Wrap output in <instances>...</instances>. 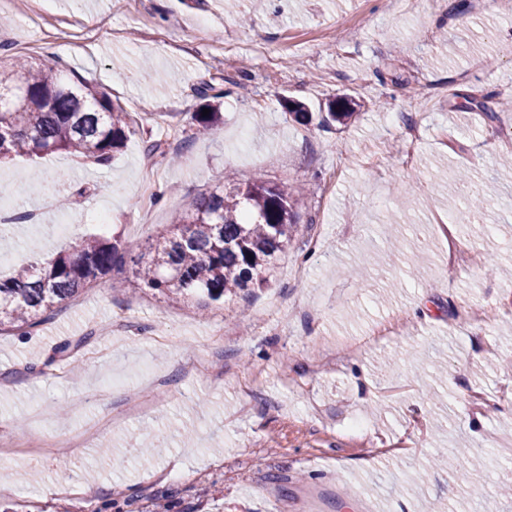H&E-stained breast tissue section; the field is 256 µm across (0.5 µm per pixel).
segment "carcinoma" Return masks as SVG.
<instances>
[{
  "label": "carcinoma",
  "mask_w": 512,
  "mask_h": 512,
  "mask_svg": "<svg viewBox=\"0 0 512 512\" xmlns=\"http://www.w3.org/2000/svg\"><path fill=\"white\" fill-rule=\"evenodd\" d=\"M25 91L15 93L18 86ZM329 118L352 117L351 102H332ZM135 134L125 110L101 87L62 70H39L17 58L0 64V160L63 152L100 168ZM299 191L257 178L245 186L217 183L178 211L135 260L138 285L175 303L208 307L270 281L299 225ZM121 243L84 236L44 266L0 277V331L34 327L98 276L123 262Z\"/></svg>",
  "instance_id": "cac0c4a2"
}]
</instances>
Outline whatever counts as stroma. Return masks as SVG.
Masks as SVG:
<instances>
[{
  "instance_id": "stroma-1",
  "label": "stroma",
  "mask_w": 512,
  "mask_h": 512,
  "mask_svg": "<svg viewBox=\"0 0 512 512\" xmlns=\"http://www.w3.org/2000/svg\"><path fill=\"white\" fill-rule=\"evenodd\" d=\"M11 0L0 57L104 88L135 129L111 165L0 164L38 209L0 226L10 269L101 232L121 266L30 334L0 333V503L16 512H512V9L476 0ZM211 85L220 124L192 120ZM358 105L324 125L328 99ZM306 104L295 122L284 102ZM419 128L416 140L403 124ZM159 142L179 165L147 151ZM67 172L45 199L50 171ZM470 186L457 191V174ZM301 186L267 287L209 309L140 290L149 238L222 176ZM71 204H61L64 195ZM69 225L58 235V225ZM124 313L118 335L99 326ZM158 395L148 414L129 394ZM364 423L351 429L352 420ZM78 436L69 454L45 433ZM159 448L139 453V436ZM415 452L400 455L406 443ZM473 449L469 479L435 452ZM79 473L73 489L62 468Z\"/></svg>"
}]
</instances>
